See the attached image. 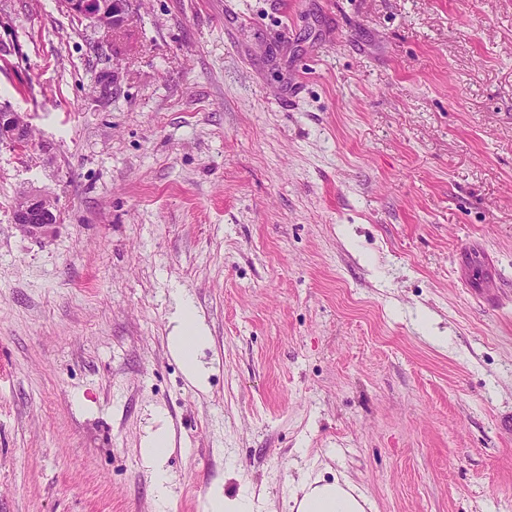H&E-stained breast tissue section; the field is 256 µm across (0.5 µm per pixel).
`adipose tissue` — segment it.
Here are the masks:
<instances>
[{"mask_svg": "<svg viewBox=\"0 0 512 512\" xmlns=\"http://www.w3.org/2000/svg\"><path fill=\"white\" fill-rule=\"evenodd\" d=\"M170 335L172 351L180 358L187 378L197 387H204L206 369L198 358V350L208 341L206 328L198 321L192 303H177ZM291 501L297 512H364L366 499L347 482L323 481L305 477L295 488Z\"/></svg>", "mask_w": 512, "mask_h": 512, "instance_id": "adipose-tissue-1", "label": "adipose tissue"}]
</instances>
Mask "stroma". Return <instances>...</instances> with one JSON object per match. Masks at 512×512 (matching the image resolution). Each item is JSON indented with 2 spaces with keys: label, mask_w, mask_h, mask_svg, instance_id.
<instances>
[{
  "label": "stroma",
  "mask_w": 512,
  "mask_h": 512,
  "mask_svg": "<svg viewBox=\"0 0 512 512\" xmlns=\"http://www.w3.org/2000/svg\"><path fill=\"white\" fill-rule=\"evenodd\" d=\"M1 107L0 512H512V0H0ZM132 0H61L65 11L83 23L103 28L112 35L121 32L129 21ZM31 126L19 112L0 108V145L22 150L30 144ZM22 206L17 207L14 213L15 224L25 227L34 232L49 225L48 219L54 215L55 203L47 196L26 195L21 200ZM170 337L172 351L180 358L185 375L197 387L204 388L206 368L199 361L198 350L208 341L206 328L196 318L195 308L186 299H180L173 318ZM168 446L169 444L165 432L160 431L148 439L142 448L143 454L155 466L156 484L162 499H165L167 496L166 485L168 483V478L166 472L161 468V464L165 461L166 456L171 450ZM291 510L297 512H363L366 499L350 483L338 478L332 483L320 477H305L293 491ZM252 509L250 498H227L219 487L212 489L205 504L206 512H251Z\"/></svg>",
  "instance_id": "obj_1"
}]
</instances>
